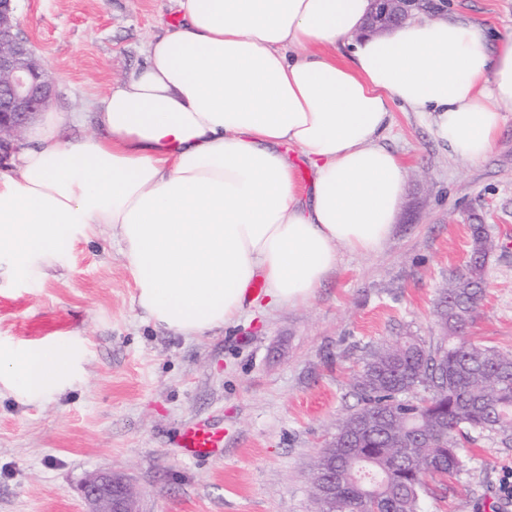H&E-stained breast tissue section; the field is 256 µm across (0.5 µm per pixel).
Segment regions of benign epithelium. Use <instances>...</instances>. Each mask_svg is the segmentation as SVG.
<instances>
[{
	"mask_svg": "<svg viewBox=\"0 0 512 512\" xmlns=\"http://www.w3.org/2000/svg\"><path fill=\"white\" fill-rule=\"evenodd\" d=\"M16 0H0V155L13 137L35 119L54 95V84L36 58L32 41L15 16ZM424 7V0H374L373 29L382 31L405 21ZM87 512H134L128 482L110 472L84 482Z\"/></svg>",
	"mask_w": 512,
	"mask_h": 512,
	"instance_id": "benign-epithelium-1",
	"label": "benign epithelium"
}]
</instances>
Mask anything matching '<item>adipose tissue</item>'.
<instances>
[{
  "mask_svg": "<svg viewBox=\"0 0 512 512\" xmlns=\"http://www.w3.org/2000/svg\"><path fill=\"white\" fill-rule=\"evenodd\" d=\"M142 66L102 97L92 133L49 111L0 173V276H45L76 236L115 233L135 302L186 336L233 326L263 279L306 303L342 252L389 237L405 168L392 107L433 114L450 155L477 161L512 104V36L427 17L366 30L371 0H180ZM346 45L348 63L330 47ZM307 158L300 187L288 152ZM74 340L0 347V385L41 402L70 386Z\"/></svg>",
  "mask_w": 512,
  "mask_h": 512,
  "instance_id": "obj_1",
  "label": "adipose tissue"
}]
</instances>
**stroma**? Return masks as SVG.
<instances>
[{
	"label": "stroma",
	"instance_id": "35a3bbf8",
	"mask_svg": "<svg viewBox=\"0 0 512 512\" xmlns=\"http://www.w3.org/2000/svg\"><path fill=\"white\" fill-rule=\"evenodd\" d=\"M446 17L512 34V0H445ZM17 17L55 84L50 109L90 131L93 104L177 22V0H18ZM385 141L406 169L402 208L382 248L342 253L305 305L248 309L236 325L186 337L154 327L134 303L122 244L110 231L76 239L48 279L0 284V345L70 336L82 370L65 392L33 403L0 391V512H86L80 485L123 476L135 512H314L321 448L357 400L352 379L369 347L398 336L436 344L438 289L469 257L470 227L497 248L470 338L512 352V106L494 148L450 156L430 117L394 106ZM225 433L220 458L189 460L182 428ZM461 472L431 482L423 512H512L501 486L512 444L477 435Z\"/></svg>",
	"mask_w": 512,
	"mask_h": 512
}]
</instances>
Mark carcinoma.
<instances>
[{
    "label": "carcinoma",
    "mask_w": 512,
    "mask_h": 512,
    "mask_svg": "<svg viewBox=\"0 0 512 512\" xmlns=\"http://www.w3.org/2000/svg\"><path fill=\"white\" fill-rule=\"evenodd\" d=\"M471 235L470 260L439 290L442 341L428 347L399 337L363 358L352 383L358 406L338 421L316 459L315 512H421L429 480L460 471V439L487 432L512 440V353L465 334L484 300L485 267L495 250L484 225H471ZM330 457L333 507L319 476Z\"/></svg>",
    "instance_id": "obj_1"
}]
</instances>
